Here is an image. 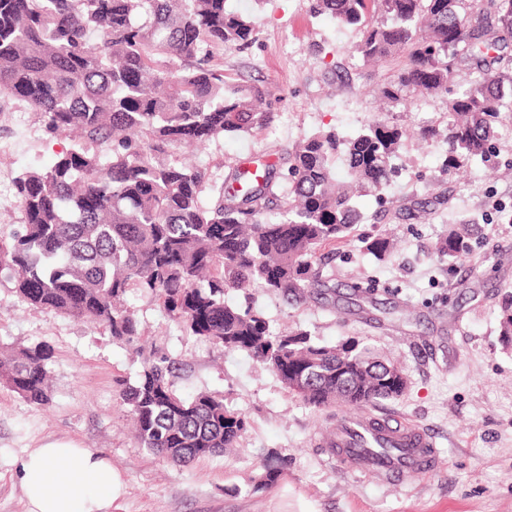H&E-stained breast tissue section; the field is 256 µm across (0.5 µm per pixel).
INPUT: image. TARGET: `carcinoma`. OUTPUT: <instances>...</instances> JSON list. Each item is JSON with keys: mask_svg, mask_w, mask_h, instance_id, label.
<instances>
[{"mask_svg": "<svg viewBox=\"0 0 512 512\" xmlns=\"http://www.w3.org/2000/svg\"><path fill=\"white\" fill-rule=\"evenodd\" d=\"M316 11L358 30L363 62L391 68L377 88L385 102L447 96L448 122L416 134L447 145L448 171L496 156L512 114V0H317ZM253 32L252 18L226 0H0V97L26 102L53 136L79 134L49 168L16 178L24 224L0 239V274L28 303L116 339L139 335L130 293L150 295L187 332L250 354L315 410L397 399L403 369L374 347L274 333L253 305L224 302L225 289L256 285L290 306L333 304L320 250L347 241L360 198H381L410 136L383 117L350 137L323 128L237 160L218 181L181 161L183 145L272 124L277 100L262 85H236L210 64L212 48L243 49ZM462 71L474 79L457 87ZM339 158L347 181L336 178ZM475 232L449 225L436 257L467 258ZM362 250L385 261L394 239L383 231ZM499 326L512 346V304ZM50 360L42 345L1 351L0 384L46 408ZM120 398L140 445L179 466L201 459L202 448L209 457L232 450L249 426L219 397H178L158 363L145 364ZM284 464L264 460L256 489L273 488Z\"/></svg>", "mask_w": 512, "mask_h": 512, "instance_id": "carcinoma-1", "label": "carcinoma"}]
</instances>
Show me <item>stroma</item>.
Listing matches in <instances>:
<instances>
[{
	"mask_svg": "<svg viewBox=\"0 0 512 512\" xmlns=\"http://www.w3.org/2000/svg\"><path fill=\"white\" fill-rule=\"evenodd\" d=\"M314 0H228L250 15L244 50L214 48L211 63L241 83L259 82L280 97L275 122L255 136L214 139L191 151L193 164L222 177L236 158L262 156L322 126L352 134L380 117L375 89L387 68L350 52L358 33L313 12ZM392 122L447 120L443 98L420 96L387 112ZM72 138L46 132L39 113L0 98V236L19 229V173L49 167ZM493 161L455 172L436 141L406 143L400 174L382 201L362 199L354 242L340 244L328 272L335 306H288L252 289L274 331L303 329L323 344L354 338L400 362L407 389L374 413L400 416L438 437L435 472L402 489L337 472L319 443L340 412L314 410L245 352L188 334L149 295L129 298L140 325L132 340L93 323L36 307L0 277V347L38 343L52 351L53 402L39 408L0 385V512H26L18 460L50 439H71L105 453L127 479L119 512H512V346L499 336L501 306L512 300V127L503 126ZM478 224L471 255L451 264L432 256L448 225ZM396 227V253L382 263L358 239ZM170 358L173 391L207 392L245 413L239 448L177 466L143 448L117 392L135 385L145 360ZM286 460L273 490L255 481L268 452Z\"/></svg>",
	"mask_w": 512,
	"mask_h": 512,
	"instance_id": "35a3bbf8",
	"label": "stroma"
}]
</instances>
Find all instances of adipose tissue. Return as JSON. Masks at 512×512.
Returning <instances> with one entry per match:
<instances>
[{
  "instance_id": "obj_1",
  "label": "adipose tissue",
  "mask_w": 512,
  "mask_h": 512,
  "mask_svg": "<svg viewBox=\"0 0 512 512\" xmlns=\"http://www.w3.org/2000/svg\"><path fill=\"white\" fill-rule=\"evenodd\" d=\"M19 476L28 512H116L127 488L107 456L64 440L29 451Z\"/></svg>"
}]
</instances>
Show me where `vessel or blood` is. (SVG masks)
<instances>
[{
	"mask_svg": "<svg viewBox=\"0 0 512 512\" xmlns=\"http://www.w3.org/2000/svg\"><path fill=\"white\" fill-rule=\"evenodd\" d=\"M325 448L328 463L342 473L384 487H405L411 479L430 475L438 463L431 431L363 410L340 423Z\"/></svg>",
	"mask_w": 512,
	"mask_h": 512,
	"instance_id": "b4317fda",
	"label": "vessel or blood"
}]
</instances>
